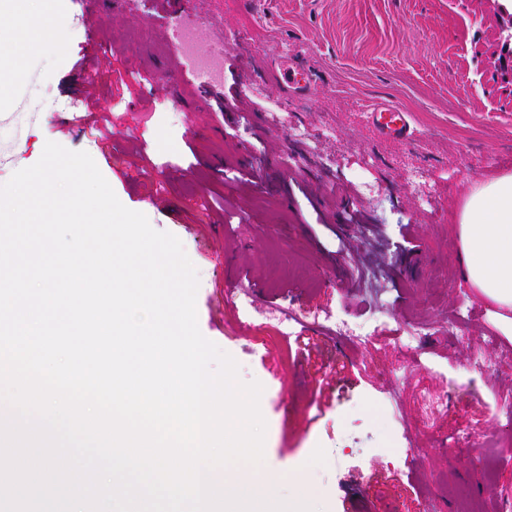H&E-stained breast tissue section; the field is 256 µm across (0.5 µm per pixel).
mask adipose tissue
Instances as JSON below:
<instances>
[{"label": "adipose tissue", "instance_id": "obj_1", "mask_svg": "<svg viewBox=\"0 0 512 512\" xmlns=\"http://www.w3.org/2000/svg\"><path fill=\"white\" fill-rule=\"evenodd\" d=\"M463 273L512 313V175L474 185L458 218Z\"/></svg>", "mask_w": 512, "mask_h": 512}]
</instances>
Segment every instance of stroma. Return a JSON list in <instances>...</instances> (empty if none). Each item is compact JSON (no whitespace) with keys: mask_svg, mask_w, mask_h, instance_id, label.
<instances>
[{"mask_svg":"<svg viewBox=\"0 0 512 512\" xmlns=\"http://www.w3.org/2000/svg\"><path fill=\"white\" fill-rule=\"evenodd\" d=\"M507 11L512 0H187L183 19L223 42L246 91L192 112L169 95L195 86L159 0L135 16L0 0V184L46 142L97 144L120 202L196 267L203 336L262 384L264 461L246 472L277 476L276 498L307 493L314 512L512 503V334L463 278L456 223L472 186L512 175V89L491 66ZM43 24L57 31L48 48ZM290 62L312 73L308 91L281 81ZM378 103L409 113L406 140L371 128ZM228 167L257 186L225 181ZM268 307L298 319L281 329L258 317ZM327 311L365 323L368 344L312 322Z\"/></svg>","mask_w":512,"mask_h":512,"instance_id":"35a3bbf8","label":"stroma"}]
</instances>
